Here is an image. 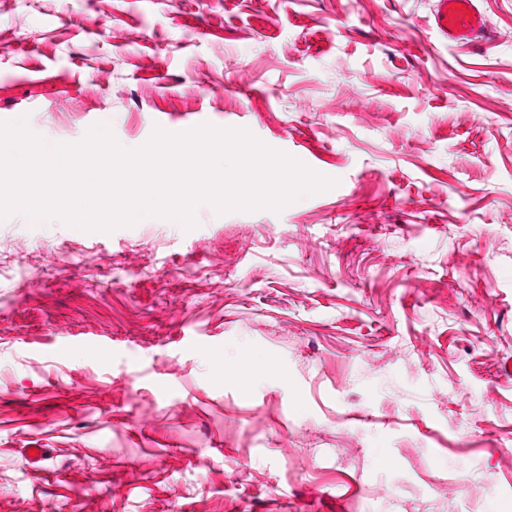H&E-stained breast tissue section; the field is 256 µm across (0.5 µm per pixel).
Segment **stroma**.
Listing matches in <instances>:
<instances>
[{
	"label": "stroma",
	"instance_id": "35a3bbf8",
	"mask_svg": "<svg viewBox=\"0 0 512 512\" xmlns=\"http://www.w3.org/2000/svg\"><path fill=\"white\" fill-rule=\"evenodd\" d=\"M433 5L0 0V121L246 128L338 181L0 219V512H512V0L476 45Z\"/></svg>",
	"mask_w": 512,
	"mask_h": 512
}]
</instances>
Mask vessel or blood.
<instances>
[{
    "label": "vessel or blood",
    "mask_w": 512,
    "mask_h": 512,
    "mask_svg": "<svg viewBox=\"0 0 512 512\" xmlns=\"http://www.w3.org/2000/svg\"><path fill=\"white\" fill-rule=\"evenodd\" d=\"M433 27L451 44L477 43L489 34L479 0H436Z\"/></svg>",
    "instance_id": "b4317fda"
}]
</instances>
